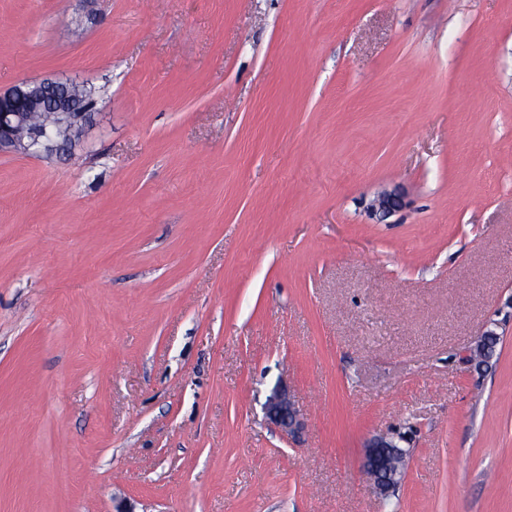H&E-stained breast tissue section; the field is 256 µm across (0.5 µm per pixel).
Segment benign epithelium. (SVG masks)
<instances>
[{
  "label": "benign epithelium",
  "instance_id": "obj_1",
  "mask_svg": "<svg viewBox=\"0 0 512 512\" xmlns=\"http://www.w3.org/2000/svg\"><path fill=\"white\" fill-rule=\"evenodd\" d=\"M53 84L51 79L30 80L22 82L5 93H0V153L14 155H60L62 147L55 144L52 131L41 124L31 121V112L43 106L47 86ZM94 105L85 104L79 108L73 104L70 95L58 99L52 111L73 120L82 121L83 116L92 112ZM402 197L396 191L385 192L372 204V209L382 216L390 215L400 209ZM498 336L491 329L481 331L466 351L465 359L474 365L476 356L483 346L489 345L487 337ZM265 416L272 423L281 427L290 436L297 435L303 428L299 410L288 391L280 385L268 396L264 405ZM404 435L393 432L378 435L365 445L364 467L373 479V488L382 498L389 495L399 484L404 474V462L407 450L400 447Z\"/></svg>",
  "mask_w": 512,
  "mask_h": 512
}]
</instances>
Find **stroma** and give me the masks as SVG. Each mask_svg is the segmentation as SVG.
Instances as JSON below:
<instances>
[{
    "label": "stroma",
    "instance_id": "obj_1",
    "mask_svg": "<svg viewBox=\"0 0 512 512\" xmlns=\"http://www.w3.org/2000/svg\"><path fill=\"white\" fill-rule=\"evenodd\" d=\"M44 78L98 104L0 154V512H512V0H0ZM264 410L266 418L290 436L297 435L303 428L299 410L286 385L277 386L271 392ZM402 441H408V437L393 432L390 435H378L365 445L364 467L373 479L375 492L382 498L396 488L404 474L407 450L399 445ZM398 448H401L399 457L394 462Z\"/></svg>",
    "mask_w": 512,
    "mask_h": 512
}]
</instances>
